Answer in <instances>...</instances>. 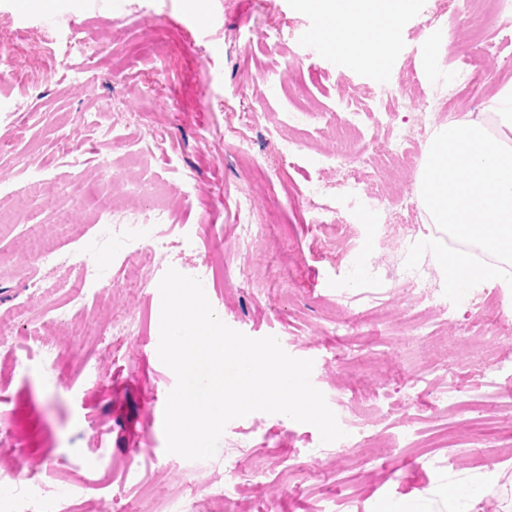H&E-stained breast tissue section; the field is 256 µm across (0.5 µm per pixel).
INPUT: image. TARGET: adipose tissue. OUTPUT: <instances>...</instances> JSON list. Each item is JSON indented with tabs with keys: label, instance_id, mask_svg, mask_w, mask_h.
Segmentation results:
<instances>
[{
	"label": "adipose tissue",
	"instance_id": "ef3b65f1",
	"mask_svg": "<svg viewBox=\"0 0 512 512\" xmlns=\"http://www.w3.org/2000/svg\"><path fill=\"white\" fill-rule=\"evenodd\" d=\"M407 0H320L326 17L338 27L331 42L357 58H379Z\"/></svg>",
	"mask_w": 512,
	"mask_h": 512
}]
</instances>
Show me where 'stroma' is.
I'll list each match as a JSON object with an SVG mask.
<instances>
[{
    "label": "stroma",
    "instance_id": "1",
    "mask_svg": "<svg viewBox=\"0 0 512 512\" xmlns=\"http://www.w3.org/2000/svg\"><path fill=\"white\" fill-rule=\"evenodd\" d=\"M493 3L455 0L441 13L435 0H409L384 54L348 62L310 41L328 20L299 0H196L190 20L180 0H43V14L23 23L18 0H0L12 72L0 83V207L22 209L18 223L0 224V315L15 340L0 363V418L13 424L0 458L53 463L23 478L49 489L53 512H100L111 491L129 512H168L179 500L190 512H448L431 499L438 486L490 476L492 512H512V293L479 284V314L463 302L412 329L395 246L379 231L420 174L378 157L404 121L434 97L451 108L436 110L429 129L452 112L476 116L512 85V9ZM83 42L100 52L85 56ZM237 127L251 148L233 147ZM148 144L156 152L145 169L105 193L99 165ZM345 154L361 161L356 194ZM141 178L168 187L164 223L209 227L174 268L201 280L229 327L313 360L311 382L343 443L255 412L226 425L210 459L166 452L164 416L142 404L166 402L176 384L157 353L164 272L127 287L136 271L101 249L94 220L106 207L135 208ZM310 185L329 189L320 208L359 225L358 250L333 248L318 230L319 209L300 196ZM248 194L261 205L254 221L240 207ZM40 244L95 262L107 280L69 335L38 344L29 331L52 314L28 288L46 275ZM128 315L135 334L118 358H100L84 322ZM45 344L56 349L50 368ZM462 392L481 403L479 431L457 408ZM373 394L379 413L351 425V400ZM257 454L266 465L255 473ZM73 458L80 468L63 471Z\"/></svg>",
    "mask_w": 512,
    "mask_h": 512
}]
</instances>
